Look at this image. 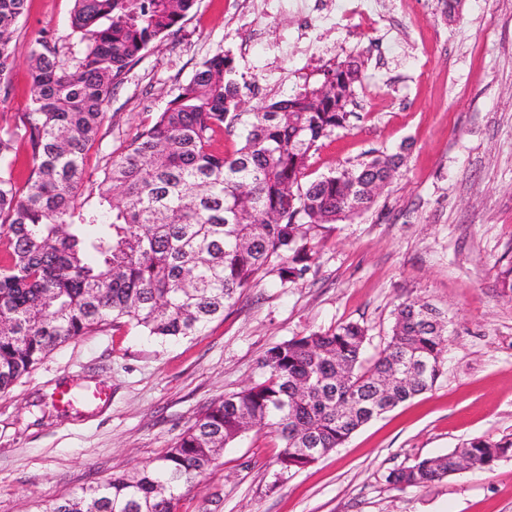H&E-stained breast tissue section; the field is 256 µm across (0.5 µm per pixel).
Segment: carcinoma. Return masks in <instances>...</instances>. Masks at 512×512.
<instances>
[{
  "instance_id": "obj_1",
  "label": "carcinoma",
  "mask_w": 512,
  "mask_h": 512,
  "mask_svg": "<svg viewBox=\"0 0 512 512\" xmlns=\"http://www.w3.org/2000/svg\"><path fill=\"white\" fill-rule=\"evenodd\" d=\"M27 0H0V84L8 80ZM196 0H74L64 52L41 38L30 50V112L0 131V392L57 346L125 320L159 339L196 336L262 273L294 282L331 226L372 208L365 187L394 179L400 152L373 155L302 183L309 157L344 127L363 61L327 66L291 97L242 112L233 60L220 51L178 86L164 110L100 173L85 155L100 137L104 105L127 67L188 15ZM231 152L213 149L235 130ZM27 141L24 185L12 172ZM444 312L424 299L399 303L387 343L363 358L368 328L345 322L271 347L262 379L202 411L163 456L57 502L49 512H179L195 480L247 432L281 444L280 469L301 470L375 419L367 406L394 366L427 367L395 385L398 406L437 382L448 346ZM350 378L336 383V368ZM311 446L316 458L299 449ZM472 470L491 468L512 441L477 437L461 448ZM457 452L394 469L386 482L420 487L455 471Z\"/></svg>"
}]
</instances>
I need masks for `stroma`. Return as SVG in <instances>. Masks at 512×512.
<instances>
[{
	"instance_id": "35a3bbf8",
	"label": "stroma",
	"mask_w": 512,
	"mask_h": 512,
	"mask_svg": "<svg viewBox=\"0 0 512 512\" xmlns=\"http://www.w3.org/2000/svg\"><path fill=\"white\" fill-rule=\"evenodd\" d=\"M373 29L321 30L312 48L281 61L240 49L253 22L267 38L296 39L298 15H266L262 0H196L181 23L123 75L106 105L87 170L119 157L178 87L216 52L233 58L246 112L317 82L318 68L354 55L363 81L346 127L312 154L307 180L406 146L396 178L364 214L336 224L293 283L258 279L199 336L160 340L105 326L52 350L0 392V512H49L61 497L163 455L198 413L257 380L271 347L354 321L366 355L388 341L392 312L428 300L450 320L434 387L354 432L299 471H281L279 443L249 432L198 478L180 512H512V453L492 469L395 490L388 472L447 454L469 439L512 438V0H464L454 18L438 0H378ZM72 0H28L15 33L0 128L30 102L36 39L70 42ZM109 399L43 416L59 385Z\"/></svg>"
}]
</instances>
